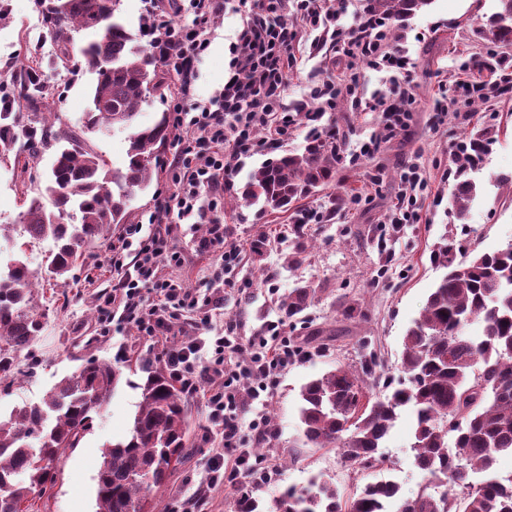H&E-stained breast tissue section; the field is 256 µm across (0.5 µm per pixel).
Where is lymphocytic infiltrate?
<instances>
[{
  "instance_id": "1",
  "label": "lymphocytic infiltrate",
  "mask_w": 512,
  "mask_h": 512,
  "mask_svg": "<svg viewBox=\"0 0 512 512\" xmlns=\"http://www.w3.org/2000/svg\"><path fill=\"white\" fill-rule=\"evenodd\" d=\"M239 2L246 19L229 46V75L213 104L202 108L190 102L196 66L209 46L205 36L208 23L223 13L225 0H188L194 16L189 26L176 22L166 12L150 13L151 47L179 79L172 106V130L181 150L169 164L173 190L151 218L156 232L145 237L141 225H129L105 256L118 276L111 300L122 312L116 317L109 306L102 307V333H109L117 319L135 325L146 335L160 337L170 330L176 311L197 306V296L157 276L160 256H168L173 262L180 259L171 247L178 229L169 224L170 215L207 225L208 235L201 241V248L222 250L213 275L222 287L236 288V281L228 273L244 255L242 248L224 244V177L237 167L241 157L279 148L296 122L294 113L283 104V95L288 75L297 65V25L329 28L337 51L390 75L394 99L389 102L380 97L374 101V108L381 113L380 129L361 147L360 156L377 152L407 124L414 102L413 60L405 35L397 33L387 18L362 9L355 13L350 26H342L340 20L350 0ZM260 130L265 131V140L256 139ZM204 188L211 193L205 204L200 201ZM146 290L160 298V307L144 306L142 293ZM269 331L268 337L247 343L228 323L223 335L212 337L210 358H201L200 348L193 342L171 350L167 356L171 373L185 392L195 393L203 380L211 384L208 404L212 418L224 429L225 447H236L239 441L241 378L253 381L254 393H272L281 373L298 354L277 325H270ZM245 348L250 357L242 363L236 355Z\"/></svg>"
}]
</instances>
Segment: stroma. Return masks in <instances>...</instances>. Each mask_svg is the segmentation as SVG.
Segmentation results:
<instances>
[{"mask_svg":"<svg viewBox=\"0 0 512 512\" xmlns=\"http://www.w3.org/2000/svg\"><path fill=\"white\" fill-rule=\"evenodd\" d=\"M0 14V60H28L33 51L53 45L54 35L45 21L41 0H8ZM497 8V0H431L408 22V47L414 61L415 101L406 127L380 150L358 164H343L335 184L298 199L288 210L260 212L246 205L240 195L250 173L279 151L302 150L312 127L335 121L347 135V150L355 152L379 129L380 116L353 110L339 103L329 120L306 121L305 113L319 104L308 97L307 77L318 72L345 84L357 78L358 91L370 99L387 93L384 73L362 66L350 69L333 50H316L324 33L298 26V65L288 77L284 103L303 112L290 130L281 150H267L242 157L224 192V236L227 244L243 248L246 258L233 272L239 288H213L212 266L216 252L200 249L204 234L198 225L184 224L175 245L180 262L161 257L159 274L198 296L197 309L174 321L166 341L139 333L136 327L113 324L110 334L99 326L100 307L112 294L118 277L104 261L105 247L92 250L85 263L71 271L67 283L41 284L38 306L44 330L29 353L19 358L21 375L13 383H0V412L41 402L64 377L91 361L114 359L125 351L121 377L107 406L96 415L91 429L77 447L67 449L58 469L55 486L42 498L31 501L27 512H96V474L104 446L129 436L137 406L142 399L146 374L140 368L149 359L153 368L165 367L167 351L189 342L209 340L221 333L225 321H233L243 339H260L270 323H278L283 335L301 347L300 357L289 363L270 396H260L240 415V442L224 445L220 427L210 416L208 389L188 396L186 454L156 496L157 512H235V487L211 484L214 460H227L255 442L250 423L267 418L273 431L263 442L258 465L269 480L255 492L270 505L289 486H306L312 477L334 483L342 493H359L367 482L396 478L405 491H416L425 481L409 447L412 433L408 418H400L386 442V461L365 474L354 473L336 453L304 445L300 438V388L308 379L333 370L337 362L356 360L358 341L368 337L384 355L387 377H399L403 340L429 294L443 274L430 261L433 244L449 234L481 250H493L512 241V195L497 187L494 177L512 172V94L490 95L480 105L460 100L461 82H493L489 67H471L472 58H486L487 50L475 35L481 20ZM237 0H230L224 14L210 23V45L198 64L194 95L208 101L224 86L230 60L231 37L242 24ZM94 81L90 73L66 69L49 72L48 95L38 109L52 112L61 128L80 126L90 106ZM449 101L448 119L433 122L436 101ZM506 123L488 147L476 178L481 192L466 223L454 222L451 214L452 179L447 176L457 144L470 130ZM176 153L167 143L160 157L162 167L146 190L130 203L131 223L143 234L154 231L150 216L170 182L166 169ZM416 163L427 183L417 197L419 219L414 224H394L390 217L404 187L401 174L406 163ZM23 209L18 170L13 159H0V224L14 223ZM319 214V222L306 225L307 259L288 262L293 246L292 224L304 213ZM305 283L323 284L324 290L305 314L304 322L282 318L278 305L289 289ZM357 300L362 317L347 318L336 304L339 295ZM329 330L324 346L313 347L309 333Z\"/></svg>","mask_w":512,"mask_h":512,"instance_id":"obj_1","label":"stroma"}]
</instances>
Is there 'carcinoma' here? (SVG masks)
Instances as JSON below:
<instances>
[{"instance_id":"carcinoma-1","label":"carcinoma","mask_w":512,"mask_h":512,"mask_svg":"<svg viewBox=\"0 0 512 512\" xmlns=\"http://www.w3.org/2000/svg\"><path fill=\"white\" fill-rule=\"evenodd\" d=\"M430 0H366L368 10L402 21ZM499 10L477 29L491 51L488 65L502 69L497 50L512 47V0H498ZM58 53L9 67L12 83L30 103L45 98L48 69L68 67L74 34L93 29L97 38L79 49V69L96 75L91 108L80 130L53 128L51 113L0 108V157L14 155L21 172L56 148L43 186L13 224H0V236L16 232L28 243L52 244L41 269L17 258L0 272V381L18 374L20 354L44 329L37 311L39 281L64 280L80 258L103 244L114 224L130 220L129 202L146 189L160 167L168 142L166 117L136 126L142 105L164 98L166 65L141 43L121 13V0H48ZM128 131L125 170L107 166L89 135ZM501 131L486 125L469 132L453 154L452 213L464 222L477 195L474 174L485 151ZM346 137L330 128L315 131L303 150L261 164L249 177L242 199L262 211L286 210L296 200L336 179ZM288 263L304 260L302 225L294 227ZM455 240L443 234L434 244L431 263L444 270L418 318L406 331L401 367L407 379L378 394L382 364L362 341L360 369L344 365L305 382L300 390L302 440L314 448H333L359 473L382 460L380 448L401 413L414 424L410 448L414 463L429 483L403 497L392 479L366 483L345 497L338 487L312 480L287 488L273 512H512V471L496 469L499 456L512 455V241L492 252L475 248L459 256ZM324 291L300 285L280 300L290 322ZM478 321L482 331L467 326ZM148 373L130 438L110 444L97 473V512H156L155 495L181 462L187 442L188 415L182 388L165 373ZM120 378L110 361H91L61 380L40 403L0 415V512H23L34 493L44 494L57 476V463L90 429L93 415L108 402ZM453 451H448V437ZM237 512H263L253 490L237 499Z\"/></svg>"}]
</instances>
